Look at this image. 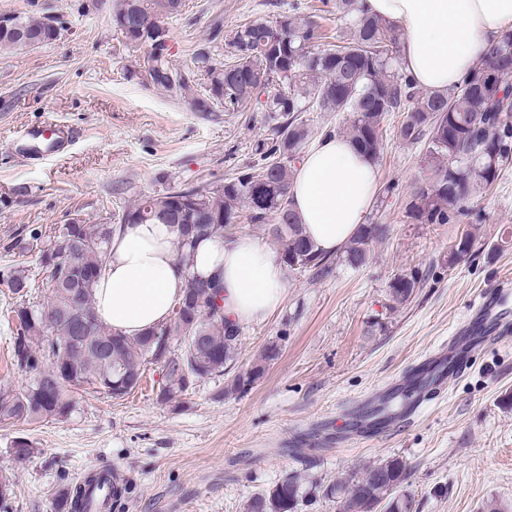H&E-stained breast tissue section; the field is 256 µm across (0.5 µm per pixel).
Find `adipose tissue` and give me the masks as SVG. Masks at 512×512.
I'll return each mask as SVG.
<instances>
[{
    "instance_id": "1",
    "label": "adipose tissue",
    "mask_w": 512,
    "mask_h": 512,
    "mask_svg": "<svg viewBox=\"0 0 512 512\" xmlns=\"http://www.w3.org/2000/svg\"><path fill=\"white\" fill-rule=\"evenodd\" d=\"M368 13L403 33L399 56L419 87L452 89L484 60L512 25V0H364ZM380 173L344 136L309 149L295 170L289 195L305 234L324 252L341 249L373 208ZM220 275L218 302L226 320L265 319L287 293L284 266L253 237L201 241L192 267H184L165 224H131L112 238L110 264L94 288L101 320L133 337L166 322L189 276Z\"/></svg>"
}]
</instances>
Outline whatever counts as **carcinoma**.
I'll return each mask as SVG.
<instances>
[{
	"label": "carcinoma",
	"instance_id": "1",
	"mask_svg": "<svg viewBox=\"0 0 512 512\" xmlns=\"http://www.w3.org/2000/svg\"><path fill=\"white\" fill-rule=\"evenodd\" d=\"M184 0H117L113 24L131 19H170L182 14ZM348 26L331 47L315 46L328 39L316 9L300 3L269 20L249 19L230 34L216 26L210 42L224 44V54L203 49L192 66L179 67L171 56L155 59L150 84L173 94L190 92L203 77L204 86L193 99L200 111L220 107L245 112L264 96L260 111L268 113L269 137L255 147L257 163L220 183L202 182L164 194L143 195L112 214V224H64L53 241L66 236L77 264L61 266L42 287L47 297L26 299L30 277L23 269L6 273L12 293L22 298L13 309L12 359L16 369L31 376L19 389H0V419L39 422L66 420L76 410L75 394L84 388L112 399L134 391L148 365L161 368L163 381L156 394L161 405L180 402L197 383L220 378L236 357L241 327L228 324L216 303L219 284L191 276L170 318L136 337L124 336L100 319L94 305V286L110 259L112 234L125 224H168L175 234L180 261L193 263L198 240L222 238L247 213L251 224L272 223L282 242L281 261L291 272L315 276L330 270L332 255L305 238L288 197L296 163L309 146L308 112L347 113L349 126L329 127L324 135L342 134L373 161L383 155L385 122L401 114L398 136L423 145V161L430 175L405 203L409 224H454L472 211L471 204L497 181L502 166L512 160V30L490 50L488 59L454 88L431 91L418 87L399 64L401 30L364 12L360 0H339ZM29 35L45 32L48 19L13 15ZM389 227L374 221L360 225L340 258L359 268L374 242ZM474 236L463 231L448 250V266L469 256ZM422 275L411 270L389 285L391 299L410 300ZM279 355L267 346L227 384L229 393L250 390ZM409 467L390 457L351 473L332 485L288 474L270 489L250 498L246 512H300L315 496L337 504V512H413L406 494ZM132 486L123 481L112 488L111 512L121 508ZM75 497L82 512V487L65 485L58 491L55 512H64Z\"/></svg>",
	"mask_w": 512,
	"mask_h": 512
}]
</instances>
